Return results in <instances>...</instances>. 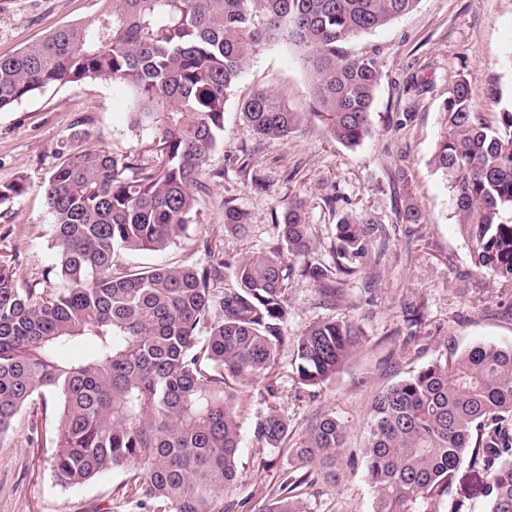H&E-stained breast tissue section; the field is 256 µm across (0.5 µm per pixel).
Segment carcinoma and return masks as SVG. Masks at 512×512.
<instances>
[{"label": "carcinoma", "instance_id": "carcinoma-1", "mask_svg": "<svg viewBox=\"0 0 512 512\" xmlns=\"http://www.w3.org/2000/svg\"><path fill=\"white\" fill-rule=\"evenodd\" d=\"M88 23L53 29L0 56V111L50 85L104 78L128 96L131 126L151 130L157 159L118 158L73 127L46 185L54 220L56 288L19 286L0 265V444L34 400L57 407L55 480L83 484L126 475L137 512H224L237 483L244 387L292 346L299 383L336 375L361 342L348 320H319L288 335L289 282H313L323 305L336 284L380 261L384 225L369 212L336 224L334 264L311 256L304 205L290 202L261 256L231 264L118 268L123 252L160 251L185 231L199 195L220 177L207 163L224 135V107L250 58L283 41L312 74L311 112L346 145L370 131L381 71L347 44L412 12L420 0H106ZM241 116L260 138L285 139L300 115L252 91ZM432 164L445 180L475 267L512 282V109L489 123L460 79L440 109ZM25 190L0 182V206ZM237 235L248 212L224 201ZM233 267L232 275L225 268ZM87 347L79 360L64 353ZM289 426L274 407L256 422L283 450ZM345 428L317 414L287 449L289 481L266 512H309L306 490L336 481ZM362 458L373 512H468L453 494L461 463L481 475L486 512H512V345L479 343L410 371L379 391Z\"/></svg>", "mask_w": 512, "mask_h": 512}]
</instances>
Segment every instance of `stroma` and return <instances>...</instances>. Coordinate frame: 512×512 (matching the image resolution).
Listing matches in <instances>:
<instances>
[{
    "instance_id": "obj_1",
    "label": "stroma",
    "mask_w": 512,
    "mask_h": 512,
    "mask_svg": "<svg viewBox=\"0 0 512 512\" xmlns=\"http://www.w3.org/2000/svg\"><path fill=\"white\" fill-rule=\"evenodd\" d=\"M104 7L103 0H0V55L17 52L58 26L91 20ZM348 49L374 56L382 71L370 133L360 144L337 142L309 117L307 61L294 47L271 44L246 64L225 103L224 138L208 162L219 177L199 197L185 232L164 250L119 258L124 267L203 262L205 240L231 259L259 254L273 236L277 216L294 198L306 205L313 255L324 263L333 260L342 214L368 210L386 228L384 258L348 278L334 306L318 305L310 281L292 278L289 335L320 319H347L360 325L363 343L324 384L297 386L286 351L265 379L251 385V398L240 409L241 478L227 495L240 503V512H263L288 475L285 455L254 435L256 421L270 406L286 417L294 440L324 411L346 427L341 478L309 489L310 512H372L374 493L360 449L374 395L449 347L512 344V284L477 271L471 246L457 229L446 183L431 164L440 104L455 80L468 81L473 102L488 121L512 101V0H420L413 12L355 38ZM493 87L500 90L501 103L490 98ZM256 88L271 90L303 113L296 133L269 141L251 132L239 104ZM78 124L115 156L152 154L153 134L132 129L124 96L108 80L51 85L0 111V182L26 178L25 193L0 209V265L15 271L19 285L44 282L54 263L46 180ZM256 178L266 191L253 189ZM228 199L249 212L246 237L224 225ZM408 201L419 206L421 223L401 220ZM273 382L281 399L266 391ZM40 417L37 408L20 412L0 444V512H131L124 504L123 472L111 470L71 488L57 484L50 444L30 442V424Z\"/></svg>"
}]
</instances>
